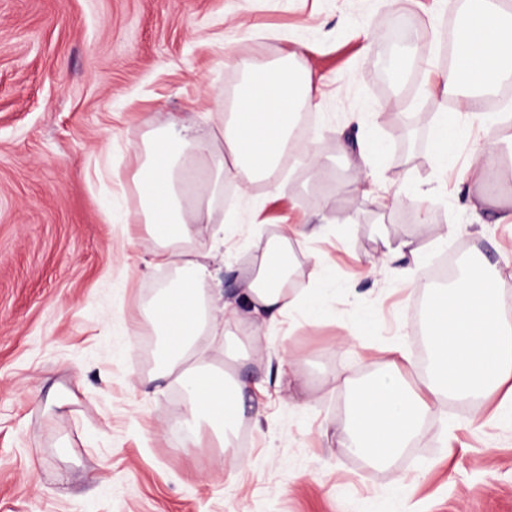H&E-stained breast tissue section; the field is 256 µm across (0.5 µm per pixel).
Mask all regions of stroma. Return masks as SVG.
Returning <instances> with one entry per match:
<instances>
[{"mask_svg": "<svg viewBox=\"0 0 512 512\" xmlns=\"http://www.w3.org/2000/svg\"><path fill=\"white\" fill-rule=\"evenodd\" d=\"M458 15L457 0H0V512H374L396 496L409 512H512V425L492 404L475 415L448 400L385 467L338 442L349 392L334 376L398 350L421 376L425 328L408 313L426 306L428 279L362 277L384 239L426 244L456 224L446 249L459 266L512 262V224L478 223L459 180L496 128L472 129L447 173L433 162L434 126L457 105L431 94L425 73L446 69ZM398 18L412 77L390 91L364 47ZM277 31L299 41L326 97L280 163L283 192L225 182L214 222L247 200L263 209L226 236L212 282L234 295L258 243L292 228L293 280L317 287L322 258L334 292L320 325L299 312L272 329L289 362L262 347L244 361L260 386L240 427L249 446L187 453L180 392L142 382L157 342L144 306L175 272L151 265L144 225L105 214L139 211L137 148L158 120L228 102L235 57H278ZM361 144L375 151L371 192L349 161ZM313 151L325 170L308 166ZM422 183L434 191L420 198ZM367 316L364 339L343 347ZM291 373L301 384L290 394ZM37 389L67 402L35 404Z\"/></svg>", "mask_w": 512, "mask_h": 512, "instance_id": "stroma-1", "label": "stroma"}]
</instances>
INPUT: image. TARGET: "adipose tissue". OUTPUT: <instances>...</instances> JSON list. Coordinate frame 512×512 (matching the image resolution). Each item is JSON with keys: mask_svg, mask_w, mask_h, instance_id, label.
<instances>
[{"mask_svg": "<svg viewBox=\"0 0 512 512\" xmlns=\"http://www.w3.org/2000/svg\"><path fill=\"white\" fill-rule=\"evenodd\" d=\"M451 66L427 76L430 93L456 97L459 112L435 127V162L447 170L465 129L493 124L498 140L476 153L465 175L480 186L506 175L498 147L512 146V105L505 112L480 108L484 93L512 77V0H482L456 33ZM294 50L270 60L260 54L236 59L242 79L235 87L225 119L199 134L194 121L161 123L142 147L136 175L142 210L126 215L129 224L146 223L156 247L151 260L174 266V285L161 289L145 316L158 338L156 365L148 382L160 380L185 393L188 447L209 433L221 447L236 436L249 381L232 364L217 370L200 357L201 343H215L239 329L254 336L281 318L305 312L319 324L326 312L323 288H289L288 236L259 245V256L245 279L239 302H227L211 287L210 270L190 245L194 225L210 223L212 194L223 179L243 177L279 183V161L288 150L300 112L319 109L322 83ZM424 260L413 240L386 242L382 258L368 261L363 274L410 277ZM512 266L466 268L456 283L428 289L425 309L430 370L411 384L397 361H388L358 384L347 407L342 447L366 462L383 466L416 435L423 419L450 399L497 398V412L512 413V318L503 308V284Z\"/></svg>", "mask_w": 512, "mask_h": 512, "instance_id": "adipose-tissue-1", "label": "adipose tissue"}]
</instances>
